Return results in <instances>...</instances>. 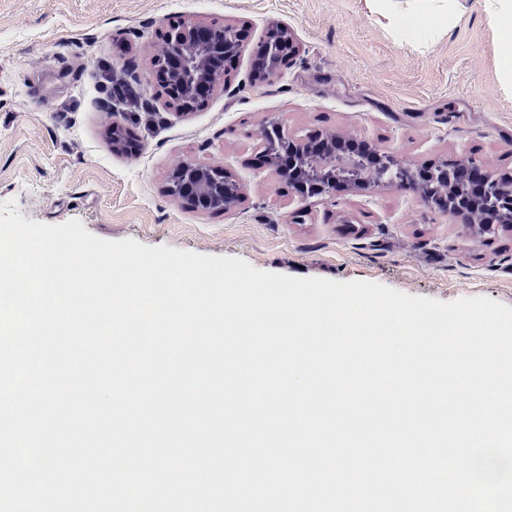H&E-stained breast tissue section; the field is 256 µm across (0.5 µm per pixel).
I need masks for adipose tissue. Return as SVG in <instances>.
Listing matches in <instances>:
<instances>
[{
    "instance_id": "obj_1",
    "label": "adipose tissue",
    "mask_w": 512,
    "mask_h": 512,
    "mask_svg": "<svg viewBox=\"0 0 512 512\" xmlns=\"http://www.w3.org/2000/svg\"><path fill=\"white\" fill-rule=\"evenodd\" d=\"M370 13L384 17L404 40L420 36V25L431 19L433 33L450 29L460 0H364ZM487 23L495 30L504 48L497 57V71L505 86L512 88V0H482Z\"/></svg>"
}]
</instances>
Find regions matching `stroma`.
I'll return each mask as SVG.
<instances>
[{
	"mask_svg": "<svg viewBox=\"0 0 512 512\" xmlns=\"http://www.w3.org/2000/svg\"><path fill=\"white\" fill-rule=\"evenodd\" d=\"M246 29L229 89L178 116L152 65L173 20ZM300 52L278 76L253 83L272 26ZM502 48L478 0L446 35L400 41L364 0H0V204L29 221L82 222L106 241L131 239L239 258L295 278L366 281L439 302L485 297L512 306V234L479 244L449 214L403 189L341 185L306 200L256 166L258 130L336 131L417 168L462 156L512 173V93L499 81ZM138 108L110 110L105 70ZM121 125L138 149L117 154ZM225 168L242 201L229 212L188 208L166 191L177 164ZM305 209L304 223H294Z\"/></svg>",
	"mask_w": 512,
	"mask_h": 512,
	"instance_id": "1",
	"label": "stroma"
}]
</instances>
